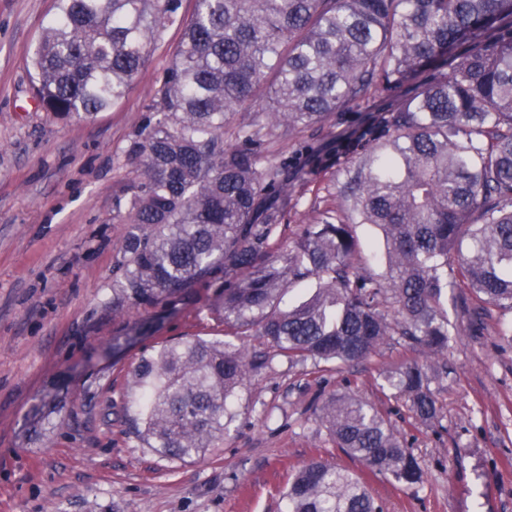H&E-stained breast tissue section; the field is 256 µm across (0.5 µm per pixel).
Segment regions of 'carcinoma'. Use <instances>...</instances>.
I'll use <instances>...</instances> for the list:
<instances>
[{
    "label": "carcinoma",
    "instance_id": "carcinoma-1",
    "mask_svg": "<svg viewBox=\"0 0 512 512\" xmlns=\"http://www.w3.org/2000/svg\"><path fill=\"white\" fill-rule=\"evenodd\" d=\"M54 0L27 66L36 98L62 117L121 101L169 26L172 61L130 140L131 177L114 204L128 225L112 273V311L165 312L222 281L208 310L249 349L190 336L151 346L130 373L133 434L180 463L224 445L231 403L274 359L365 362L403 342L427 360L394 361L383 386L415 418L440 424L432 383L445 374L448 288L512 310V0ZM396 98L369 148L346 170L343 215L326 211L290 241L272 202L288 160L265 137L324 125L367 95ZM260 109L265 126L241 119ZM355 224L385 247L363 272ZM468 243L467 251L462 244ZM312 294L282 305L288 289ZM132 326L112 349L146 335ZM336 447L401 488L424 470L389 418L355 394L315 409ZM288 512H384L362 473L311 461L288 480Z\"/></svg>",
    "mask_w": 512,
    "mask_h": 512
}]
</instances>
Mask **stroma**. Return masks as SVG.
<instances>
[{
    "label": "stroma",
    "mask_w": 512,
    "mask_h": 512,
    "mask_svg": "<svg viewBox=\"0 0 512 512\" xmlns=\"http://www.w3.org/2000/svg\"><path fill=\"white\" fill-rule=\"evenodd\" d=\"M52 8L53 0H0V512H288L282 490L293 468L320 457L350 463L312 413L347 387L390 412L425 471L423 485L402 490L369 476L386 512H512V343L496 334L512 313L490 309L475 330L458 287L448 291L456 327L448 375L433 385L439 430L379 389L383 367L414 356L397 345L337 372L273 362L236 401L223 448L200 462L168 460L131 434L130 372L145 348L219 336L208 310L215 291L204 288L145 340L112 349L136 318L112 310V267L127 230L113 200L181 32L165 30L115 106L61 118L34 96L26 67ZM386 106L362 99L321 128L271 133L270 155L296 165L276 201L289 237L313 209H339L344 170L366 142L362 119Z\"/></svg>",
    "instance_id": "35a3bbf8"
}]
</instances>
